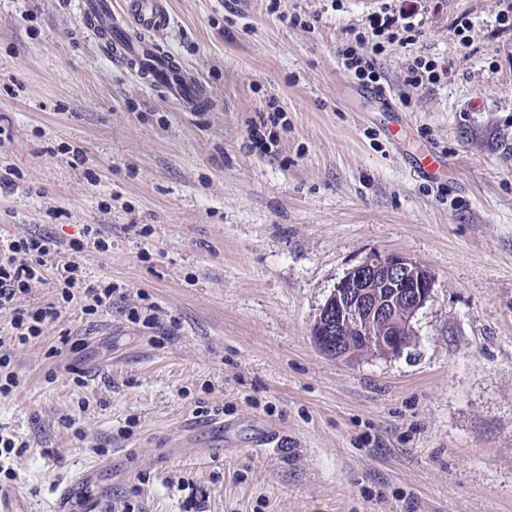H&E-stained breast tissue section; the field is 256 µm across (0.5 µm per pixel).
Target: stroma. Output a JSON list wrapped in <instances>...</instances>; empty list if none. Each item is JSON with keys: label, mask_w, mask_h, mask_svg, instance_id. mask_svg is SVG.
<instances>
[{"label": "stroma", "mask_w": 512, "mask_h": 512, "mask_svg": "<svg viewBox=\"0 0 512 512\" xmlns=\"http://www.w3.org/2000/svg\"><path fill=\"white\" fill-rule=\"evenodd\" d=\"M383 3L405 0H171L159 39L217 100L195 114L115 65L79 0H0V236L114 287L91 315L20 301L61 309L9 350L16 512L91 469L101 512H512V29L503 0H420L422 36L377 58L399 150L339 55ZM418 56L447 80L408 85ZM425 144L450 178L411 174ZM374 250L434 298L399 356L329 357L319 310Z\"/></svg>", "instance_id": "35a3bbf8"}]
</instances>
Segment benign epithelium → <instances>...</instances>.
I'll return each instance as SVG.
<instances>
[{"instance_id": "7a95c632", "label": "benign epithelium", "mask_w": 512, "mask_h": 512, "mask_svg": "<svg viewBox=\"0 0 512 512\" xmlns=\"http://www.w3.org/2000/svg\"><path fill=\"white\" fill-rule=\"evenodd\" d=\"M435 278L399 253L372 251L336 283L314 328L319 345L338 359L396 357L415 336L413 320L433 299ZM336 334V346L327 335Z\"/></svg>"}]
</instances>
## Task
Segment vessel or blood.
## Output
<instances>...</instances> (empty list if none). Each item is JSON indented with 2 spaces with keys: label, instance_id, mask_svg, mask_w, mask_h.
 <instances>
[{
  "label": "vessel or blood",
  "instance_id": "vessel-or-blood-1",
  "mask_svg": "<svg viewBox=\"0 0 512 512\" xmlns=\"http://www.w3.org/2000/svg\"><path fill=\"white\" fill-rule=\"evenodd\" d=\"M81 22L122 69L158 89L182 112H209L217 101L209 85L157 39L171 22L168 0H83ZM56 512H100L90 473L58 492Z\"/></svg>",
  "mask_w": 512,
  "mask_h": 512
}]
</instances>
